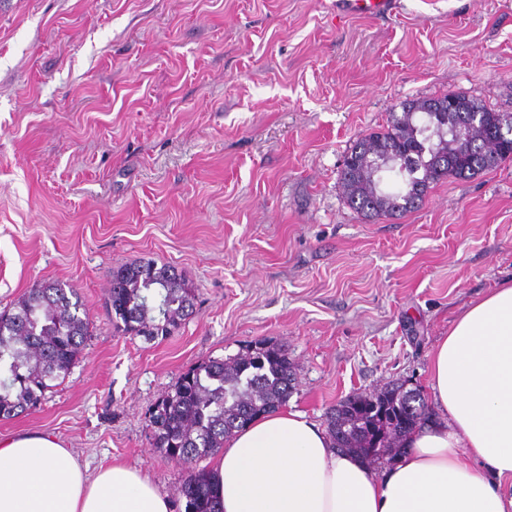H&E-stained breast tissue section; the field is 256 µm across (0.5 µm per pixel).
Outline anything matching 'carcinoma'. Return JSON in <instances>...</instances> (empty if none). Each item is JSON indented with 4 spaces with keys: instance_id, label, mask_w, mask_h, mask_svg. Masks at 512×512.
Returning a JSON list of instances; mask_svg holds the SVG:
<instances>
[{
    "instance_id": "carcinoma-1",
    "label": "carcinoma",
    "mask_w": 512,
    "mask_h": 512,
    "mask_svg": "<svg viewBox=\"0 0 512 512\" xmlns=\"http://www.w3.org/2000/svg\"><path fill=\"white\" fill-rule=\"evenodd\" d=\"M509 158L512 112L464 95L417 99L390 113L384 129L353 142L340 183L355 211L395 218L417 209L431 185L475 177ZM383 169L402 180L404 192L381 189ZM106 308L124 336L166 337L195 314V289L176 268L140 261L112 271ZM91 328L76 290L55 281L33 284L0 312V420L37 410L70 373ZM295 386L288 352L263 340L179 376L148 416L153 447L187 467L177 512H215L209 471L198 463L224 448L235 430L285 405ZM432 418L424 396L396 382L343 400L325 423L335 447L388 465L403 455L407 435Z\"/></svg>"
}]
</instances>
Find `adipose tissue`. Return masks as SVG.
<instances>
[{
	"label": "adipose tissue",
	"instance_id": "obj_1",
	"mask_svg": "<svg viewBox=\"0 0 512 512\" xmlns=\"http://www.w3.org/2000/svg\"><path fill=\"white\" fill-rule=\"evenodd\" d=\"M436 421L385 473L336 449L304 413L256 418L213 455L222 512H512V284L470 304L438 341ZM0 512H173L141 470L89 469L47 433L0 439Z\"/></svg>",
	"mask_w": 512,
	"mask_h": 512
}]
</instances>
